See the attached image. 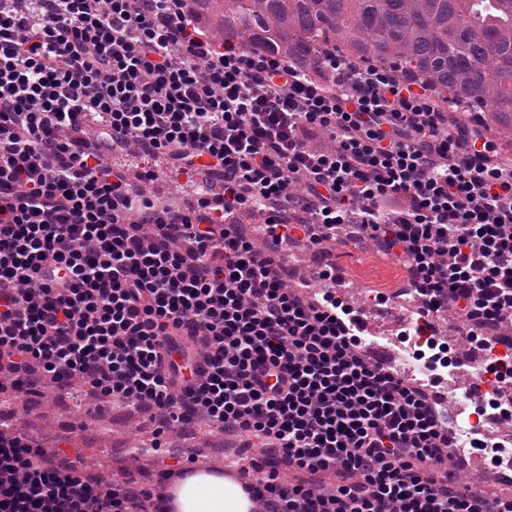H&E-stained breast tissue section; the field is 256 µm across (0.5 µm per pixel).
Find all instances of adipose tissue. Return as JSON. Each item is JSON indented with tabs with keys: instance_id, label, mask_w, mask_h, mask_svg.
Returning <instances> with one entry per match:
<instances>
[{
	"instance_id": "ef3b65f1",
	"label": "adipose tissue",
	"mask_w": 512,
	"mask_h": 512,
	"mask_svg": "<svg viewBox=\"0 0 512 512\" xmlns=\"http://www.w3.org/2000/svg\"><path fill=\"white\" fill-rule=\"evenodd\" d=\"M172 512H253L254 503L231 478L202 470L170 488Z\"/></svg>"
}]
</instances>
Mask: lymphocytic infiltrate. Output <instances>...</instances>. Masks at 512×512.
Listing matches in <instances>:
<instances>
[{"label": "lymphocytic infiltrate", "mask_w": 512, "mask_h": 512, "mask_svg": "<svg viewBox=\"0 0 512 512\" xmlns=\"http://www.w3.org/2000/svg\"><path fill=\"white\" fill-rule=\"evenodd\" d=\"M185 2L0 0V392L80 382L157 411L159 432L205 417L336 477L258 474L244 490L260 512H512V496L459 486L430 397L367 361L325 248L352 227L427 311L512 346V162L419 80L333 51L312 75L215 49ZM131 140L205 174L190 208L158 207L105 162ZM246 210L269 241L320 256L321 298L288 287L283 256L236 224ZM0 512L170 508L1 428Z\"/></svg>", "instance_id": "1"}]
</instances>
